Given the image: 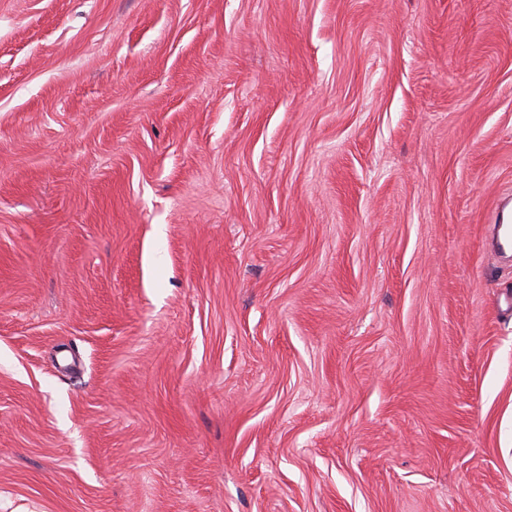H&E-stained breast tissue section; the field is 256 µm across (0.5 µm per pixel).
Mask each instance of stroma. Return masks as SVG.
Here are the masks:
<instances>
[{"label":"stroma","mask_w":512,"mask_h":512,"mask_svg":"<svg viewBox=\"0 0 512 512\" xmlns=\"http://www.w3.org/2000/svg\"><path fill=\"white\" fill-rule=\"evenodd\" d=\"M512 0H0V512H512Z\"/></svg>","instance_id":"obj_1"}]
</instances>
